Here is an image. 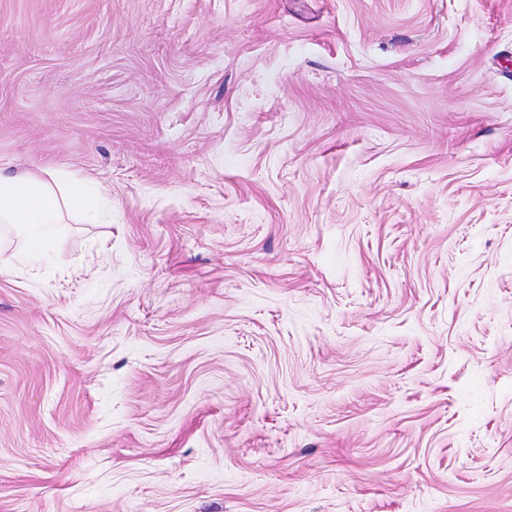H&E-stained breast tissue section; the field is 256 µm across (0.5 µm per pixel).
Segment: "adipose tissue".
Wrapping results in <instances>:
<instances>
[{"label":"adipose tissue","instance_id":"1","mask_svg":"<svg viewBox=\"0 0 512 512\" xmlns=\"http://www.w3.org/2000/svg\"><path fill=\"white\" fill-rule=\"evenodd\" d=\"M72 209L91 212L88 180L66 172L22 175L0 169V248L12 250L15 259L46 253L64 211Z\"/></svg>","mask_w":512,"mask_h":512}]
</instances>
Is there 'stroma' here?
Here are the masks:
<instances>
[{"instance_id": "1", "label": "stroma", "mask_w": 512, "mask_h": 512, "mask_svg": "<svg viewBox=\"0 0 512 512\" xmlns=\"http://www.w3.org/2000/svg\"><path fill=\"white\" fill-rule=\"evenodd\" d=\"M0 512H512V0H0ZM92 212L87 179L66 172L18 174L0 169V248L12 259H36L54 244L63 211Z\"/></svg>"}]
</instances>
